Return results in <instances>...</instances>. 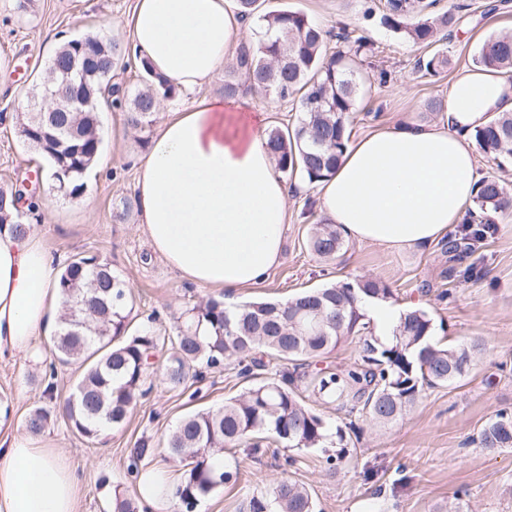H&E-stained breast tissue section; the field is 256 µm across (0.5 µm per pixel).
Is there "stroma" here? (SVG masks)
I'll return each mask as SVG.
<instances>
[{"label": "stroma", "mask_w": 512, "mask_h": 512, "mask_svg": "<svg viewBox=\"0 0 512 512\" xmlns=\"http://www.w3.org/2000/svg\"><path fill=\"white\" fill-rule=\"evenodd\" d=\"M384 0H266L270 10L302 12L328 31V51L354 54L361 89L348 120L352 137L412 117L432 120L424 105L445 99L456 75L471 67L472 58L490 36L512 32V0H441L460 7V22L441 41L448 65L438 75L419 71L416 62L429 53L401 34L367 19V8ZM136 0H32L22 9L18 0H0V56L11 66V83L0 88V186L27 178L37 154L15 131L16 113L25 111L33 85L46 73L63 41L101 32L129 43L128 22ZM365 37L369 53L355 55V41ZM387 70V83L378 73ZM253 111L265 113L269 126L295 127L301 117L297 102L265 92L248 95ZM194 96L177 92L167 108L158 109L153 126L139 131L127 123L126 107L100 104L104 146L85 182L87 204L65 196L42 178L32 222L45 249L60 263L77 256H97L133 290L134 324L152 322L160 335H171L183 310L212 296L209 288L183 279L152 249L139 223L135 183L138 159L162 123L167 109L190 106ZM288 227L279 265L254 288L237 292V303L275 299L344 278L381 281L397 303L422 305L438 328L435 337L450 345L481 341L472 371L460 381L425 390L399 420L372 424L359 414L337 411L334 404L304 393L306 404L324 417L351 420L361 432L341 471L329 470L318 450L288 451L265 441L259 453L246 447L226 451L237 459L235 482L204 499L196 512H240L246 497L289 477L312 493L318 512H437L468 490V512H512V449L489 451L470 440L497 411L512 412V210L498 216L495 230L468 257L482 267L478 282H462L448 273V256L440 244L421 251H392L346 242L332 261L317 257L308 245L320 212L305 214L315 202L317 187L305 178H289ZM51 361L48 341L25 358L0 360V399L13 407V423L22 426L30 409L44 402L42 379ZM160 365L148 372L146 395L138 397L126 425L92 442L74 433L64 416H55L40 437L66 456L84 480L79 512H112V489L121 486L137 497V484L127 472L131 448L148 441L152 451L141 470L165 466L179 471L164 444L179 419L191 411L217 407L242 392L246 382L237 358L189 380L184 393L168 391L159 382Z\"/></svg>", "instance_id": "obj_1"}]
</instances>
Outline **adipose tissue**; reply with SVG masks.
<instances>
[{"label":"adipose tissue","instance_id":"1","mask_svg":"<svg viewBox=\"0 0 512 512\" xmlns=\"http://www.w3.org/2000/svg\"><path fill=\"white\" fill-rule=\"evenodd\" d=\"M132 48L157 75L196 93L169 112L141 159L140 219L153 250L187 281L224 292L258 285L282 255L288 186L266 149V115L206 93L253 35L230 0H137ZM512 112V76L466 69L431 122L413 118L347 145L321 182L323 217L357 243L428 247L460 223L480 175L471 133ZM61 304L58 268L38 230L0 228V359L24 357L51 335ZM81 482L49 443L11 428L0 404V512H78Z\"/></svg>","mask_w":512,"mask_h":512}]
</instances>
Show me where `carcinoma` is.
Returning a JSON list of instances; mask_svg holds the SVG:
<instances>
[{"mask_svg": "<svg viewBox=\"0 0 512 512\" xmlns=\"http://www.w3.org/2000/svg\"><path fill=\"white\" fill-rule=\"evenodd\" d=\"M241 16L254 19L259 32L240 44L224 80V95L265 90L283 100L299 102L303 114L292 130L273 127L267 148L277 168L286 175L300 174L318 183L334 174L350 137L347 127L358 96V83L349 57L343 51L327 53L326 32L305 14L288 9H263L262 0H236ZM451 9L437 8V0H385L381 23L426 47L438 42L440 31L454 26ZM93 49V59L83 71H70L72 60L82 57L81 44ZM124 47L101 34H87L64 42L55 52L49 70L66 79L81 95L80 111L48 114L34 107L16 116L23 143L49 163L60 192L76 197L84 192V177L103 149L99 99L119 87L112 72L124 57ZM473 65L512 73V34L486 40L472 59ZM448 64L441 50L418 60L435 74ZM143 86L127 97L128 123L143 129L154 121L158 103L178 91L172 78L153 74L141 64ZM486 155L512 159V112H504L473 133ZM28 197L34 212V192L0 187V227L8 224L18 237L30 224L19 219L17 203ZM512 208V193L498 177H488L465 218L461 236L448 240L444 252L454 260L471 251V242L484 239L483 225L494 215ZM308 244L319 258L335 259L344 247L334 224L321 222L310 229ZM62 297L58 328L52 337L49 376L44 378L48 403L31 409L26 429L39 434L53 418L56 364L76 365L79 375L62 413L80 436L95 440L107 429L121 427L138 396L150 360L170 344L161 384L178 391L202 375L197 370L219 368L231 357L250 359L241 375L252 383L219 407L187 414L171 430L169 455L181 464L174 493L175 512H196L210 494L237 476L239 462L218 465L214 457L224 448L246 444L258 453L261 442L273 438L288 450L322 448L334 439L339 449L326 457L340 466L350 455L346 431L334 426L306 405L299 388L324 397L337 410L359 412L370 422L391 423L402 418L430 388L448 386L467 375L481 344L473 341L445 346L434 341L435 325L428 312L414 307L395 330V342L384 344L373 334L360 307L359 294L389 299L386 284L348 278L305 289L285 302L262 300L224 309V296H211L183 311L174 335L162 337L148 324L133 327L130 287L97 257L78 256L61 271ZM358 344V358L345 369L317 367L310 362L331 353L342 342ZM260 352L286 364L273 378L259 377L264 363ZM471 443L489 451L512 449V412L500 410L478 431ZM150 453L142 441L131 451L128 474L138 476V463ZM112 512H138L136 501L113 489ZM243 512H316L307 488L284 477L268 489L251 495Z\"/></svg>", "mask_w": 512, "mask_h": 512, "instance_id": "1", "label": "carcinoma"}]
</instances>
